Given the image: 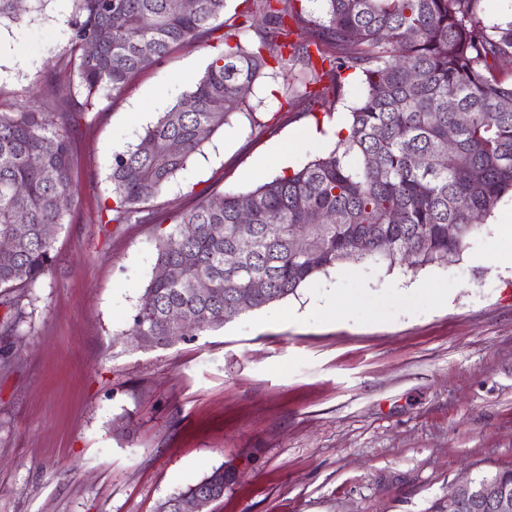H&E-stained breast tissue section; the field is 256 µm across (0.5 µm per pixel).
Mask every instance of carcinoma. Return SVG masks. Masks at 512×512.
<instances>
[{"label":"carcinoma","mask_w":512,"mask_h":512,"mask_svg":"<svg viewBox=\"0 0 512 512\" xmlns=\"http://www.w3.org/2000/svg\"><path fill=\"white\" fill-rule=\"evenodd\" d=\"M22 0H0V20H18ZM66 65L77 76L71 99L87 109L121 92L129 80L180 47H195L224 15L226 0H197L186 12L179 0H73ZM251 0L224 20L244 31L253 25ZM266 22L256 43H224L202 75L138 143L112 157L110 207L115 224L148 220L143 204L161 195L189 159L248 105L257 79L275 62L291 74L286 101L297 97L327 112L347 93L344 73L360 77L350 110L349 135L329 153L290 174L242 194L218 191L171 216L159 237L156 266L178 279L154 275L131 316L129 335L164 348L224 327V305L240 291L260 309L294 296L318 274L350 260L353 242L388 241L375 261L422 268L460 254L468 238L512 195V83L497 63L512 60V20L489 24L482 0H321V14L299 0H260ZM310 26L311 41L293 40L288 21ZM109 33L90 54L88 43ZM329 84L318 86L323 77ZM68 113L45 106L0 109V238L12 252L0 256L3 304L21 298L48 274L53 241L43 228L65 224L73 172ZM427 159L420 166L417 159ZM251 218L239 220V204ZM270 224L279 233L269 235ZM456 237L448 239V225ZM301 239L308 251L300 252ZM239 257L224 267V252ZM206 279L209 294L194 292ZM197 313L193 326L173 325L168 313ZM236 472L219 467L166 499L173 502L212 486L233 484Z\"/></svg>","instance_id":"cac0c4a2"}]
</instances>
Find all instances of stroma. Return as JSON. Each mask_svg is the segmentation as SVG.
I'll list each match as a JSON object with an SVG mask.
<instances>
[{"label": "stroma", "instance_id": "1", "mask_svg": "<svg viewBox=\"0 0 512 512\" xmlns=\"http://www.w3.org/2000/svg\"><path fill=\"white\" fill-rule=\"evenodd\" d=\"M37 7L0 22L5 110L68 97L74 81L71 0ZM230 33L217 27L74 115L73 201L55 262L17 330L0 332V512H157L223 464L238 479L205 512H446L456 485L512 468V276L471 261L512 225L511 199L446 263L349 261L195 340L145 349L128 336L171 215L277 176L276 164H253L286 136L297 138L293 168L329 150L304 130L347 120L358 94L348 82L328 117L286 103L288 77L266 71L251 111L232 114L146 203L150 222L112 223L113 155ZM421 280L447 289V305L410 293ZM338 295L354 306L335 322L318 307Z\"/></svg>", "mask_w": 512, "mask_h": 512}]
</instances>
